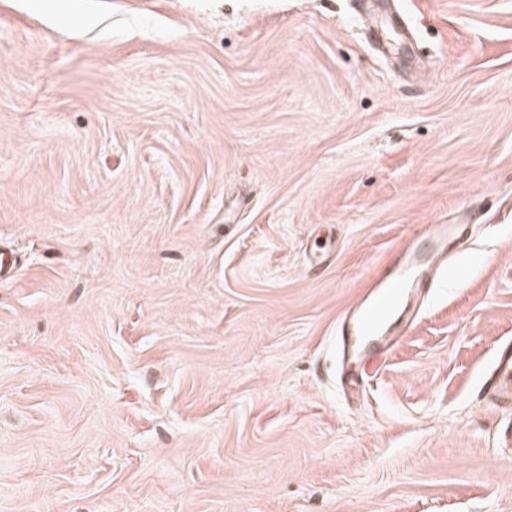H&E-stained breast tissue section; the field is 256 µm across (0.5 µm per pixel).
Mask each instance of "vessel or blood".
Returning a JSON list of instances; mask_svg holds the SVG:
<instances>
[{
	"label": "vessel or blood",
	"mask_w": 512,
	"mask_h": 512,
	"mask_svg": "<svg viewBox=\"0 0 512 512\" xmlns=\"http://www.w3.org/2000/svg\"><path fill=\"white\" fill-rule=\"evenodd\" d=\"M461 224H418L410 244L399 254V264L385 267L371 280L372 296L336 329V341L363 363L390 350L395 336L411 324L412 299L426 288H436V264L449 241L461 239ZM483 395L486 406L512 407V339L500 342L486 370Z\"/></svg>",
	"instance_id": "1"
}]
</instances>
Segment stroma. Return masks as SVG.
<instances>
[{
  "label": "stroma",
  "instance_id": "1",
  "mask_svg": "<svg viewBox=\"0 0 512 512\" xmlns=\"http://www.w3.org/2000/svg\"><path fill=\"white\" fill-rule=\"evenodd\" d=\"M2 247L0 512H512V0H0ZM464 224H416L410 245L398 253L399 265L387 266L371 280L373 295L336 329V342L344 354L351 349L364 363L389 351L394 336L403 334L415 313L413 296L424 288H437L436 264L448 241L464 236ZM484 404L493 409L512 407V339L500 342L486 369Z\"/></svg>",
  "mask_w": 512,
  "mask_h": 512
}]
</instances>
